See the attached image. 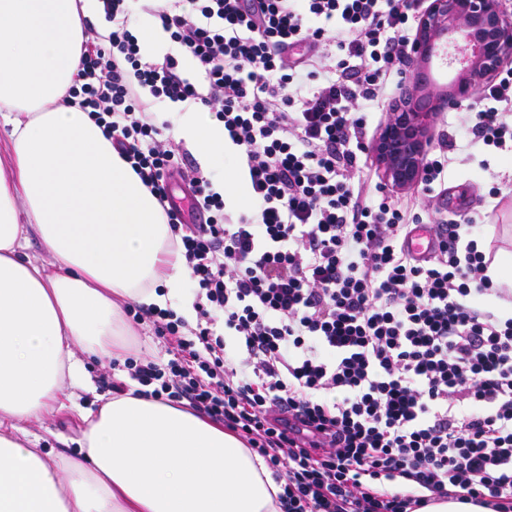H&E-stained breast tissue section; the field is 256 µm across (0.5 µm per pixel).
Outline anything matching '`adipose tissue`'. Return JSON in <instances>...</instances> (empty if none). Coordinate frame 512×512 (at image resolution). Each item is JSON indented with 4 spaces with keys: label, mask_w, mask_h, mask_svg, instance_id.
I'll return each mask as SVG.
<instances>
[{
    "label": "adipose tissue",
    "mask_w": 512,
    "mask_h": 512,
    "mask_svg": "<svg viewBox=\"0 0 512 512\" xmlns=\"http://www.w3.org/2000/svg\"><path fill=\"white\" fill-rule=\"evenodd\" d=\"M83 37L78 0H0V512H281L262 458L151 397L82 411L75 454L30 444L25 422L61 405L82 355L120 358L123 303L165 308L184 278L156 196L67 103ZM176 133L229 146L198 103ZM34 235L51 263L27 255Z\"/></svg>",
    "instance_id": "adipose-tissue-1"
}]
</instances>
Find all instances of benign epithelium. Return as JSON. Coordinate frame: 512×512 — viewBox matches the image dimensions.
I'll return each mask as SVG.
<instances>
[{
	"mask_svg": "<svg viewBox=\"0 0 512 512\" xmlns=\"http://www.w3.org/2000/svg\"><path fill=\"white\" fill-rule=\"evenodd\" d=\"M512 56V21L503 0H428L416 18L411 80L394 99L371 143L392 190L416 188L433 142V124L450 103H461L490 81ZM455 70L445 87L429 71L434 60Z\"/></svg>",
	"mask_w": 512,
	"mask_h": 512,
	"instance_id": "1",
	"label": "benign epithelium"
}]
</instances>
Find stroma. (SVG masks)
<instances>
[{"instance_id":"35a3bbf8","label":"stroma","mask_w":512,"mask_h":512,"mask_svg":"<svg viewBox=\"0 0 512 512\" xmlns=\"http://www.w3.org/2000/svg\"><path fill=\"white\" fill-rule=\"evenodd\" d=\"M483 107L482 97L477 94L438 116L434 140L449 144L448 167L442 181L432 194L416 189L395 193L394 198L419 213L424 223L472 225L475 240L483 244L487 258L492 259L498 253L512 252V152L486 146L474 136L472 127ZM142 108L147 113H158L161 120L168 122L163 139L183 170L199 173L215 187L223 183L230 171L244 169L239 152L208 161L194 146L175 139L172 130L180 122L176 104L146 95L142 98ZM124 318L133 329L132 335L125 339L127 356L166 365L170 358L167 341L152 320L135 319L130 311L125 312ZM118 379L126 382L131 379L125 362L115 361L104 366L97 359L84 358L81 375L69 387L74 395V407L29 424L37 447L74 453L84 428L78 408L97 409L100 399L109 395L103 387L104 381Z\"/></svg>"}]
</instances>
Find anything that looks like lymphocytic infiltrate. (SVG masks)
<instances>
[{"mask_svg":"<svg viewBox=\"0 0 512 512\" xmlns=\"http://www.w3.org/2000/svg\"><path fill=\"white\" fill-rule=\"evenodd\" d=\"M100 2L112 31L82 43L71 94L165 203L205 320L187 340L172 311L146 308L173 357L132 364L133 379L262 457L282 512H418L434 494L512 512V315L478 304L503 294L486 256L454 230L417 262L401 239L418 215L348 177L366 150L361 111L400 72L420 0H154L179 52L149 61L131 0ZM183 54L196 79L182 76ZM145 92L202 101L223 122L252 212L227 218L198 176L189 189L206 223L168 207L174 153L140 112ZM484 98L473 131L506 148L512 69ZM218 315L237 353L215 334Z\"/></svg>","mask_w":512,"mask_h":512,"instance_id":"obj_1","label":"lymphocytic infiltrate"}]
</instances>
